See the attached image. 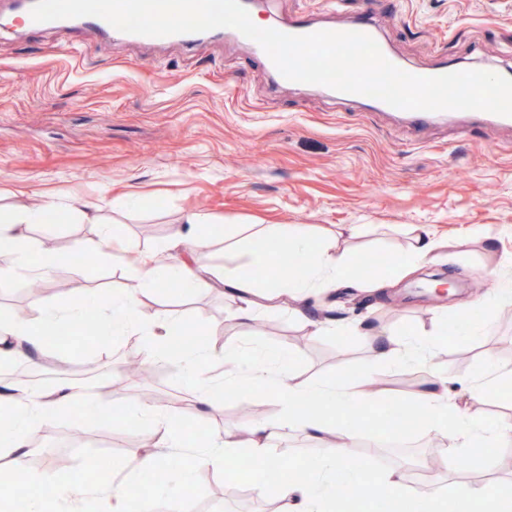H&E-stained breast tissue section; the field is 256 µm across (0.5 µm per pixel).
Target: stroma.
<instances>
[{
  "mask_svg": "<svg viewBox=\"0 0 512 512\" xmlns=\"http://www.w3.org/2000/svg\"><path fill=\"white\" fill-rule=\"evenodd\" d=\"M366 10L406 65L512 68V0L253 4L268 23L305 11L315 22L340 26ZM459 128L455 119L414 127L391 113L342 106L317 88L279 85L249 47L230 36L196 47L114 40L80 24L32 33L0 8V216L36 210L51 199L86 202L87 217L61 215L26 234L32 257L54 241L94 258L88 266L57 267L37 295L18 273L10 287H0V313L37 320L46 308L70 302L68 283L83 294L121 293L135 256L169 250L186 229V215L196 212L209 221L202 235L215 275L176 299L144 291L140 300L149 318L174 315L206 326L217 356L228 344L245 352L289 350L301 384L362 375L387 337L440 336L436 365L450 378L448 398L469 403L461 376L512 366V308L479 335L462 339L447 330L461 306L488 291L512 289V130L484 126L464 138ZM269 224L334 232L338 247L359 259L407 248L415 226L428 227L438 247L426 265L402 272L383 293L324 292L300 302L298 317L261 308L260 332L235 316L238 299L219 275L251 273L260 230ZM104 225L113 226L130 251L103 253ZM427 275L452 282L456 293L421 299L414 287ZM314 321L326 325L316 336ZM349 323L358 333L340 335ZM130 342L127 336L74 334L48 354L40 390L56 391L63 375L113 376ZM376 378L378 395L362 410L365 432L355 441L366 480L391 473L410 485L412 466L432 453L465 457L464 449L449 450L425 432L370 448L369 432L384 404L429 388L418 365L387 367ZM188 417L208 433L233 434L246 421L235 401L189 407ZM89 435L74 448L28 447L27 470L87 482L98 456L123 455L137 440L156 442L151 429L118 423ZM270 448L295 465L321 458L323 441L291 424ZM459 482L512 484V444L482 464L440 467L428 479L444 488ZM216 492L224 497V512H266V498L242 494L229 475L204 469L187 496L190 512H204Z\"/></svg>",
  "mask_w": 512,
  "mask_h": 512,
  "instance_id": "stroma-1",
  "label": "stroma"
}]
</instances>
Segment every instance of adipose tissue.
<instances>
[{
	"label": "adipose tissue",
	"mask_w": 512,
	"mask_h": 512,
	"mask_svg": "<svg viewBox=\"0 0 512 512\" xmlns=\"http://www.w3.org/2000/svg\"><path fill=\"white\" fill-rule=\"evenodd\" d=\"M54 211V204L49 203L38 210L19 212L10 221L0 224V255L10 259L9 266L0 269V281L6 280L14 271L27 268L30 243L25 229L28 225L42 222L44 216ZM261 243V248L253 255V262L275 268L276 280L270 288L278 297L298 299L315 290L356 278V264L350 254L327 241L315 239L299 226L269 225ZM291 256L303 257L300 271L286 270L285 261ZM208 266L209 255L200 246L194 249L188 261L177 253L167 259L141 255L135 261L131 285L121 294L105 297L95 292L87 293L78 306L62 304L45 309L35 324L1 314L0 367L16 363L36 365L38 358L46 353L43 342L46 330L72 326L90 313H104L103 335L142 336L148 357L157 364H177L184 378L193 386L199 403L219 406L223 401L232 399L241 382L245 381L262 388L282 405L281 423L257 418L243 425L242 437L211 436L201 440L192 455L191 468L184 470L167 486L169 502L182 501L191 491L195 469L208 468L224 473L230 471L245 453L264 460L266 464L272 463L273 455L268 451V444L277 434L280 424L292 422L313 436L333 435L334 441L327 445L320 460L300 464L299 478L281 484L279 497L293 501L295 512H349L347 503L335 500L336 484L354 479L359 474L353 465L351 444L361 428L344 413L321 417L301 411L300 406L313 400H328L343 410L354 404L365 408L374 403L372 391L355 380L299 384L294 380L287 353L259 349L245 356L231 346L224 349V363L240 370L241 377L218 382L205 374L212 360L208 345L180 349L169 345L168 339L177 332L180 318L151 320L142 314L140 296L146 288L165 279L180 281L188 289L195 288L199 284L200 272ZM438 347V341L406 336L382 348L375 362L382 365L400 361L428 367ZM431 382L434 392L420 394L414 401L415 406L425 408L430 416L422 427L423 432L447 442L449 447L471 452L479 447L499 448L512 442L511 418L489 420L478 411L449 404L447 396L440 393L441 387L448 384L447 378L435 372L431 375ZM62 407L82 408L90 417L96 414L83 384L72 379L62 381L53 398L32 393L12 382L0 385V410L9 415L7 424L0 427V459H9L16 470L23 473L21 480L8 486L6 493L13 499H26L29 512H42L33 490L46 482L47 477L25 472L26 436L31 429L51 421ZM132 422L154 432L157 450L138 449L125 457L113 459L114 483L59 484L56 512H84L89 505L95 512H141V492L135 476L152 472L164 464L163 451L173 447L181 418L175 410L144 402L139 405ZM370 492L397 501L418 499L421 512H434V504L439 500L445 502L448 512H512V487L493 483L464 482L449 491L439 488L417 490L386 475L371 487Z\"/></svg>",
	"instance_id": "obj_1"
}]
</instances>
